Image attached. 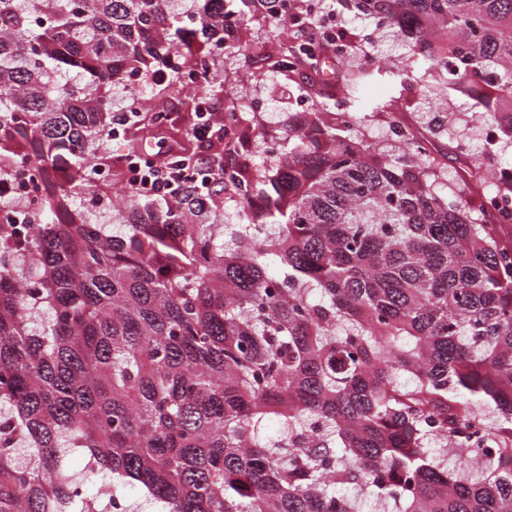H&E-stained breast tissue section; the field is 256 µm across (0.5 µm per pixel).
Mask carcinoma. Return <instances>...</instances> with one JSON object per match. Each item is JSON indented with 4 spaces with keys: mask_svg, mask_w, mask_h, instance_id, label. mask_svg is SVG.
Listing matches in <instances>:
<instances>
[{
    "mask_svg": "<svg viewBox=\"0 0 512 512\" xmlns=\"http://www.w3.org/2000/svg\"><path fill=\"white\" fill-rule=\"evenodd\" d=\"M297 34L309 0H255ZM408 33L442 85L477 95L512 139V0H353ZM224 0H0V179L36 192L0 228V512H512V254L482 195L439 192L432 141L383 149L404 73L343 64L270 166L224 167L236 223L218 238L189 204L129 200L123 235L84 205L103 194L96 143L115 93L160 69L229 95L224 156L258 136L216 80ZM250 49L294 81L320 70L276 32ZM495 195H512V164ZM482 460L440 458L484 413ZM279 425L277 436L266 425ZM97 493L87 492L91 479Z\"/></svg>",
    "mask_w": 512,
    "mask_h": 512,
    "instance_id": "carcinoma-1",
    "label": "carcinoma"
}]
</instances>
